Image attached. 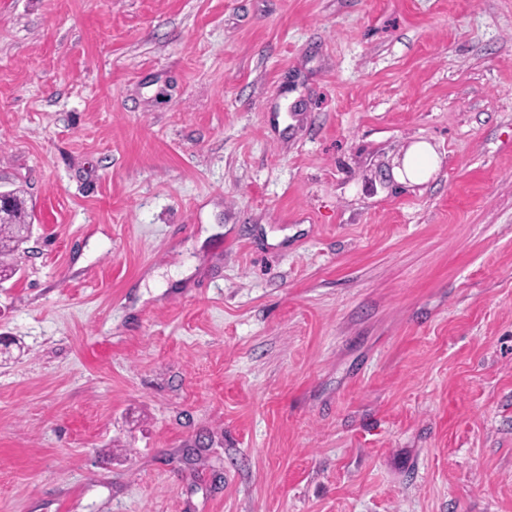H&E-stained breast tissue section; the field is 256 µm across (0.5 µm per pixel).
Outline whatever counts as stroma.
<instances>
[{
    "mask_svg": "<svg viewBox=\"0 0 512 512\" xmlns=\"http://www.w3.org/2000/svg\"><path fill=\"white\" fill-rule=\"evenodd\" d=\"M0 189V512H512V0H0ZM435 157L425 144H416L404 159V170L409 180L418 182L435 166ZM14 209L10 217L11 221L16 224H24V206L23 201L17 196H14ZM16 224H4L1 228L0 238V254L10 255L15 251V247L22 240V229Z\"/></svg>",
    "mask_w": 512,
    "mask_h": 512,
    "instance_id": "obj_1",
    "label": "stroma"
}]
</instances>
